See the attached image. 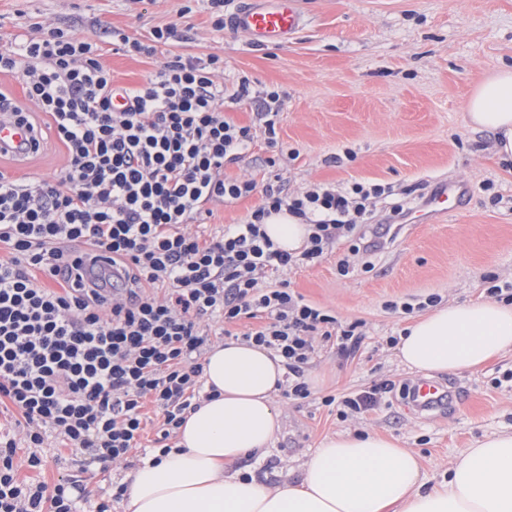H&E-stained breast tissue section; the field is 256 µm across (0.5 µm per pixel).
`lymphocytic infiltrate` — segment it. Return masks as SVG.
I'll return each mask as SVG.
<instances>
[{
	"label": "lymphocytic infiltrate",
	"mask_w": 512,
	"mask_h": 512,
	"mask_svg": "<svg viewBox=\"0 0 512 512\" xmlns=\"http://www.w3.org/2000/svg\"><path fill=\"white\" fill-rule=\"evenodd\" d=\"M40 35L0 41V78L22 85V97L0 86V108L14 109L33 129L49 128L66 150L60 175L31 180L0 168V403L22 418L27 464L63 441L92 462L126 465L160 413L159 441L173 437L193 410L203 383L201 358L216 339L210 322L253 320L241 340L283 359L289 398H308L305 371L316 341H332L349 360L364 335L357 324L271 282L301 264L322 260L344 239L353 255L378 250L367 239L378 202L393 199L389 183L352 181L289 192L264 160L265 182L226 178V165L249 151L251 127L226 115L227 104L250 99L249 80L224 93V59L210 54L163 55L176 26L130 37L105 28L107 43L157 60L140 84L118 87L102 45L55 21ZM123 93L124 108L112 99ZM260 195L248 219L222 235L199 230L212 204ZM288 211L311 227L298 254L276 248L262 229ZM107 254L119 273L100 288L71 285L86 247ZM15 436L0 433V512H80L86 487L75 477L23 485Z\"/></svg>",
	"instance_id": "f902f5d3"
}]
</instances>
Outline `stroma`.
Here are the masks:
<instances>
[{
    "label": "stroma",
    "instance_id": "35a3bbf8",
    "mask_svg": "<svg viewBox=\"0 0 512 512\" xmlns=\"http://www.w3.org/2000/svg\"><path fill=\"white\" fill-rule=\"evenodd\" d=\"M305 24L288 45L258 49L231 28L215 30L205 0H0V37L37 36L41 21H67L78 37L98 40L114 26L143 39L158 26L176 25L191 38L172 52L224 58V87L234 92L241 78L253 95L277 90L282 98L278 148L267 143L253 103L231 105L235 122L250 126L254 141L237 163L234 178L262 179L256 157L279 155L290 188L372 180L411 188L408 207L421 193L448 179L466 191L462 209L433 224L401 225L391 243L375 252L373 268L351 257L346 243L330 247L317 264L289 271L288 286L338 321L363 322L365 339L356 358L344 361L334 348H319L307 378H318L309 398L276 393L281 429L255 475L273 485L298 477L299 465L322 440L346 430H369L417 451L427 479L439 476L456 455L483 434L512 431V354L483 369L452 374L456 397L445 413L431 417L400 398L374 411L340 418L323 396L348 395L381 379L411 382L418 374L396 357L388 337L399 335L412 316L389 310L392 302L418 303L427 295L443 301L485 298L487 275L512 281V164L493 154V138L467 127L461 104L472 86L495 68L512 65V0H300ZM191 13H184V6ZM115 81L141 83L154 61L105 48ZM352 159H344V150ZM341 162H334V155ZM502 196L493 203L484 183ZM350 259L348 276L337 271ZM43 470L20 469L21 480H83L86 508L113 500L112 487L126 470L95 463L55 448L43 449Z\"/></svg>",
    "mask_w": 512,
    "mask_h": 512
}]
</instances>
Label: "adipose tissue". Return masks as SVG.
<instances>
[{
  "label": "adipose tissue",
  "instance_id": "obj_1",
  "mask_svg": "<svg viewBox=\"0 0 512 512\" xmlns=\"http://www.w3.org/2000/svg\"><path fill=\"white\" fill-rule=\"evenodd\" d=\"M467 126L490 132L494 152L512 160V66L490 72L462 104ZM275 247L297 253L308 225L288 212L268 217ZM397 355L424 373L475 371L512 354V305L450 302L403 330ZM285 377L272 350L241 340L212 346L199 405L177 429L169 452L126 475L128 512H512V431L462 449L426 486L420 455L389 437L348 432L325 438L296 480L261 483L243 467L280 429L274 395Z\"/></svg>",
  "mask_w": 512,
  "mask_h": 512
}]
</instances>
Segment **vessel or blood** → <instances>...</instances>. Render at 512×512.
<instances>
[{
  "label": "vessel or blood",
  "mask_w": 512,
  "mask_h": 512,
  "mask_svg": "<svg viewBox=\"0 0 512 512\" xmlns=\"http://www.w3.org/2000/svg\"><path fill=\"white\" fill-rule=\"evenodd\" d=\"M230 28L247 35L254 46L268 47L288 44L303 25L300 0H259L246 5L227 21ZM35 144V133L12 113H0V150L14 151L17 159H25ZM464 193L455 182L443 180L430 191L426 210L416 212L413 221L426 224L447 214L449 204L460 203ZM444 387L430 379L417 383L414 398L420 406L434 405Z\"/></svg>",
  "instance_id": "obj_1"
}]
</instances>
